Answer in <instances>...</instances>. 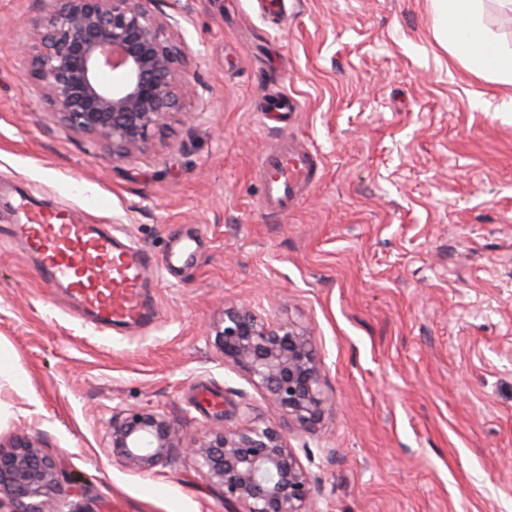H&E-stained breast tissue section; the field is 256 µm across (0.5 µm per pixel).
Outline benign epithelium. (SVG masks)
<instances>
[{
  "label": "benign epithelium",
  "instance_id": "1",
  "mask_svg": "<svg viewBox=\"0 0 512 512\" xmlns=\"http://www.w3.org/2000/svg\"><path fill=\"white\" fill-rule=\"evenodd\" d=\"M32 24V73L64 125L112 147L121 161L144 152L177 109L185 55L178 22L143 0H44ZM224 362L244 370L283 418L312 425L323 413L320 366L311 336L246 306L224 308L213 327ZM173 448L167 416L129 410L112 421V457L150 472ZM227 502L244 512H307L312 473L274 425L212 431L189 448ZM58 462L20 437L0 445V512H76Z\"/></svg>",
  "mask_w": 512,
  "mask_h": 512
}]
</instances>
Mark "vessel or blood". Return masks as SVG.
Segmentation results:
<instances>
[{
	"label": "vessel or blood",
	"instance_id": "obj_1",
	"mask_svg": "<svg viewBox=\"0 0 512 512\" xmlns=\"http://www.w3.org/2000/svg\"><path fill=\"white\" fill-rule=\"evenodd\" d=\"M315 173V158L308 149L281 141L256 162L261 207L280 214L295 210ZM12 232L35 259L46 288L64 289L82 315L113 329L153 319L145 296L149 267L172 271L196 251L194 240L177 237L172 247L154 256L99 225L77 221L71 209H35L24 199L17 204Z\"/></svg>",
	"mask_w": 512,
	"mask_h": 512
}]
</instances>
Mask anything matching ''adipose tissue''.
I'll list each match as a JSON object with an SVG mask.
<instances>
[{
    "label": "adipose tissue",
    "mask_w": 512,
    "mask_h": 512,
    "mask_svg": "<svg viewBox=\"0 0 512 512\" xmlns=\"http://www.w3.org/2000/svg\"><path fill=\"white\" fill-rule=\"evenodd\" d=\"M436 30L476 75L512 77V53L490 36L483 22V0H433Z\"/></svg>",
    "instance_id": "ef3b65f1"
}]
</instances>
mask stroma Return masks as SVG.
<instances>
[{"mask_svg": "<svg viewBox=\"0 0 512 512\" xmlns=\"http://www.w3.org/2000/svg\"><path fill=\"white\" fill-rule=\"evenodd\" d=\"M145 0L187 45L183 111L123 161L48 112L27 48L42 0H0V443L29 437L79 512H240L188 449L280 425L314 478L308 512H512V84L473 74L432 0ZM300 108L265 122L276 97ZM289 139L320 161L298 208L258 203L254 166ZM68 206L158 255L200 238L155 323L110 332L46 290L14 205ZM248 306L310 331L327 401L307 429L208 335ZM170 420L165 467L112 457L113 418Z\"/></svg>", "mask_w": 512, "mask_h": 512, "instance_id": "1", "label": "stroma"}]
</instances>
